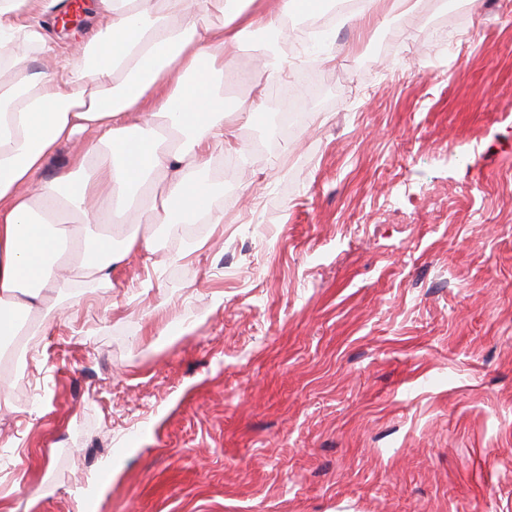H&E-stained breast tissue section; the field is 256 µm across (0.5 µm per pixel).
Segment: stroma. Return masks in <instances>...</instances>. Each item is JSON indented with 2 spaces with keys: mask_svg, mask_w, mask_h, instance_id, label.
<instances>
[{
  "mask_svg": "<svg viewBox=\"0 0 512 512\" xmlns=\"http://www.w3.org/2000/svg\"><path fill=\"white\" fill-rule=\"evenodd\" d=\"M299 18L224 51L265 110L203 167L223 223L41 302L0 512H512V0Z\"/></svg>",
  "mask_w": 512,
  "mask_h": 512,
  "instance_id": "obj_1",
  "label": "stroma"
}]
</instances>
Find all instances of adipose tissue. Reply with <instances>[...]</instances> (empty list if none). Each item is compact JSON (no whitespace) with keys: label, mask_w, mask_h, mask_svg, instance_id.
Masks as SVG:
<instances>
[{"label":"adipose tissue","mask_w":512,"mask_h":512,"mask_svg":"<svg viewBox=\"0 0 512 512\" xmlns=\"http://www.w3.org/2000/svg\"><path fill=\"white\" fill-rule=\"evenodd\" d=\"M312 0H85L94 25L57 53L38 17L48 0H0V339L50 293L76 287L61 272L111 281L132 253L151 251L127 222L224 221L200 173L213 144L240 146L259 99L224 102V49L281 31ZM49 71L10 59L17 39ZM73 145L71 168L39 174ZM162 192L152 195L155 181Z\"/></svg>","instance_id":"1"}]
</instances>
